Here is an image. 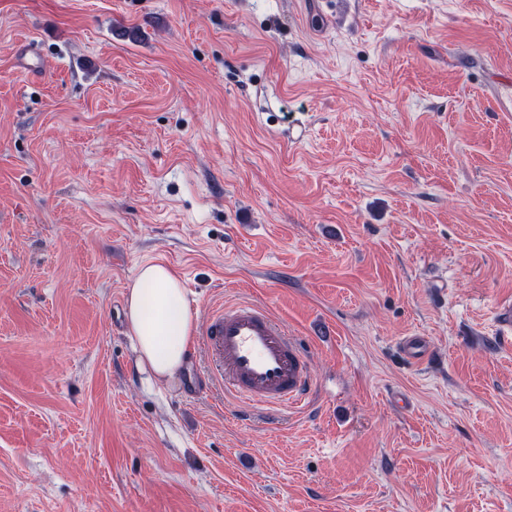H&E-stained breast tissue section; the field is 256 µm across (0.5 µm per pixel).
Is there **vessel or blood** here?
<instances>
[{"label":"vessel or blood","mask_w":512,"mask_h":512,"mask_svg":"<svg viewBox=\"0 0 512 512\" xmlns=\"http://www.w3.org/2000/svg\"><path fill=\"white\" fill-rule=\"evenodd\" d=\"M202 341L216 359V378L238 398L263 402L272 412L310 403L314 383L307 356L265 308L236 302L213 310ZM399 349L417 365L431 355L422 336L403 337Z\"/></svg>","instance_id":"obj_1"}]
</instances>
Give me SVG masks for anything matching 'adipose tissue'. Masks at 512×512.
<instances>
[{
  "label": "adipose tissue",
  "mask_w": 512,
  "mask_h": 512,
  "mask_svg": "<svg viewBox=\"0 0 512 512\" xmlns=\"http://www.w3.org/2000/svg\"><path fill=\"white\" fill-rule=\"evenodd\" d=\"M125 318L143 387L177 384L196 329L180 276L161 263L141 265L125 292Z\"/></svg>",
  "instance_id": "1"
}]
</instances>
